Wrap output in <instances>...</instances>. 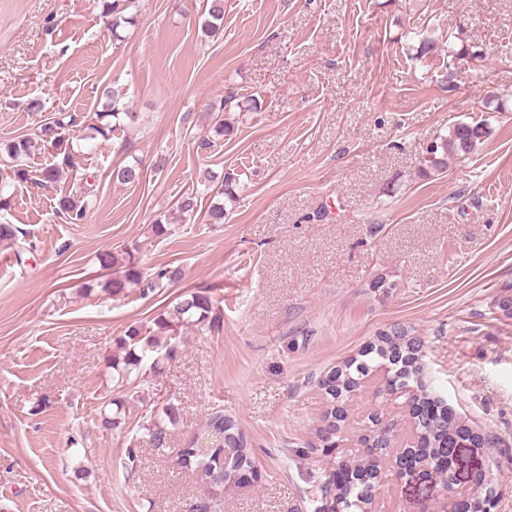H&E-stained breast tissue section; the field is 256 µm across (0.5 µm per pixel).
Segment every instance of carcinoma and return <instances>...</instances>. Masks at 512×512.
Wrapping results in <instances>:
<instances>
[{
    "instance_id": "1",
    "label": "carcinoma",
    "mask_w": 512,
    "mask_h": 512,
    "mask_svg": "<svg viewBox=\"0 0 512 512\" xmlns=\"http://www.w3.org/2000/svg\"><path fill=\"white\" fill-rule=\"evenodd\" d=\"M129 3L131 0H104L103 12L110 17L111 32H117L121 23L126 21L123 12ZM208 16L201 29L205 36L214 37L224 20V0H211ZM103 95L110 103L96 113L97 123L90 126L89 138L107 141L119 127L136 122L137 114L120 105L119 95L115 91L106 88ZM68 127H76V119L72 115L67 121L56 118L41 126L38 138L44 147L54 153V157L61 158V161L41 170L44 183L56 181L64 170L76 166L70 137L63 133ZM486 136V124L481 121L457 122L449 126L447 134L437 136L427 148L424 173L428 175L445 170L448 158L473 153ZM31 144L32 140L26 138L13 144L9 151V158L15 162L13 178L16 181H28V170L19 164V159L30 154ZM238 190L236 178L230 173L225 174L221 184L213 188V197L217 201L209 206L206 221L211 224L224 223V203L218 198L234 202ZM91 204L92 199L87 195L77 200L66 197L60 202V211L74 221H81ZM28 236V232L14 224L1 223L0 250L14 255L16 262L20 263L27 248L33 247ZM97 260L100 267L115 269V276L101 285L103 291L109 294H120L132 285H140L150 291L160 287L163 281L172 282L181 275L180 270L171 267L158 268L148 274L129 252L121 258L110 252H101ZM222 317L223 313L213 298L205 291L196 290L182 295L159 313L154 318L155 328L144 324L132 326L125 335L116 338V353L112 355L109 367L115 371L112 379L122 395L108 401L116 410L104 411L102 425L112 429L126 424V405L135 400L140 403L145 401L140 396L144 378L148 372L157 369L160 362L178 355L183 330L195 327L218 331ZM403 335L405 331L400 328L388 331L361 358H351L341 365L337 383L329 386L326 380H321L320 386L327 403L323 418L325 428L316 430L321 447L332 448L336 443L348 440L349 424L345 418L336 416V407L362 399L370 389L387 385L401 391L402 400L412 391L424 401L433 402L420 381V352L417 347L421 346V340L414 337L406 341ZM178 418V406L171 400H165L147 407L136 422V427L146 431L154 446L161 448L167 443L168 426L175 424ZM463 430L462 419L441 406L438 412L416 424L403 425L393 437L383 439V443L398 448L410 445L418 450L420 462L433 465L445 445L453 442ZM255 464L251 444L235 420L220 407L211 409L188 446L178 450L177 457V465L191 471L200 485L209 484L217 489L224 487L227 475H240ZM320 491L333 496L332 504L338 507V512H373L376 485L361 483L352 473L344 483L332 489L323 484Z\"/></svg>"
}]
</instances>
